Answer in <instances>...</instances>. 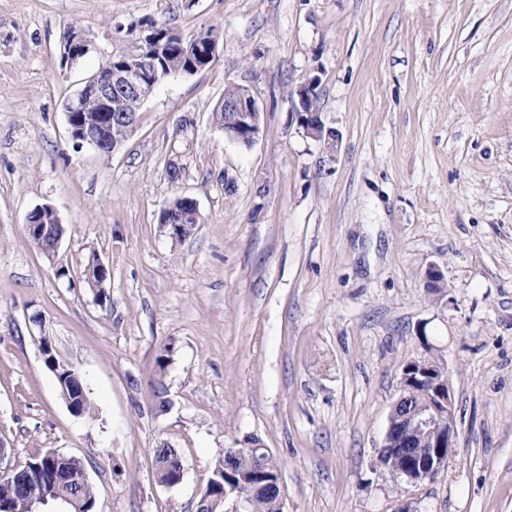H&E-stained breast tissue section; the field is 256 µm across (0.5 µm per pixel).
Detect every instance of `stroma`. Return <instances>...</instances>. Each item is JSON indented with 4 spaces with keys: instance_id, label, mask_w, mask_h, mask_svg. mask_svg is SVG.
<instances>
[{
    "instance_id": "35a3bbf8",
    "label": "stroma",
    "mask_w": 512,
    "mask_h": 512,
    "mask_svg": "<svg viewBox=\"0 0 512 512\" xmlns=\"http://www.w3.org/2000/svg\"><path fill=\"white\" fill-rule=\"evenodd\" d=\"M146 22L213 32L218 60L161 84L112 153L75 148L67 101ZM72 30L93 49L66 71ZM313 74L335 153L294 117ZM231 83L263 113L249 148L212 122ZM177 197L200 214L181 241L160 224ZM44 204L52 257L26 229ZM94 252L103 301L80 278ZM45 339L92 413L67 407ZM424 359L449 372L459 440L412 484L377 452ZM251 437L286 512H512V0H0V468L56 450L96 512H195ZM50 212L54 218L53 225L40 224L39 216L43 213ZM43 216H40L42 218ZM26 228L29 237L34 241L37 247L42 251L44 248L45 237L48 236V240L51 241L57 250L59 247L62 236L63 226L59 221L56 210L52 205L44 204L42 206L33 209L27 216ZM154 456L156 462L161 463V468L158 470L160 479L167 483L166 486H175L178 478L177 471L179 469L178 457L179 454L175 448H171L165 443H160L154 448ZM175 483V484H173ZM172 484V485H170Z\"/></svg>"
}]
</instances>
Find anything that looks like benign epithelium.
I'll return each mask as SVG.
<instances>
[{
    "label": "benign epithelium",
    "instance_id": "7a95c632",
    "mask_svg": "<svg viewBox=\"0 0 512 512\" xmlns=\"http://www.w3.org/2000/svg\"><path fill=\"white\" fill-rule=\"evenodd\" d=\"M90 50V42L81 33L70 32L61 48L63 66L71 68L77 65ZM197 71L198 68L192 66L163 73L152 71L143 66L140 52L125 56L119 63L107 62L83 80L80 90L65 105L71 139L78 147L86 145L100 153L115 150L117 145L111 143L109 138L112 122L116 120L124 123L127 133L130 134L136 128L139 116L136 112H123L113 108V102H119L125 97H136L143 102L158 85L169 78L191 75ZM319 82L320 78L314 75L305 79L295 89L299 104L297 122L306 137L324 144L334 153L338 151L340 136L336 129L324 125L321 120L316 93ZM86 100L96 102L101 111L106 113V119L86 120L83 116V103ZM261 132V112L251 91L243 86L240 88V95L234 101L224 102V137L249 148L258 140ZM185 205L193 209L192 214L170 209L167 218L162 222V227L169 237L176 241L191 234L187 219L199 222L196 204L188 199ZM46 212L54 216L51 225L40 223L39 216ZM26 228L31 240L40 249L44 248L46 239L56 246L61 243L63 226L57 218L55 208L50 204L33 209L27 216ZM444 372L445 368L441 366L428 370L424 360H414L410 364H405L402 368L400 388L404 389L409 384L423 385L428 389V400L409 411L401 412L394 408L388 418L386 434L401 431L412 442L419 438L426 439V450L420 454L418 460L423 482L433 478L445 466L456 448L458 432L454 399L452 390L443 388L441 376ZM14 473L13 469L0 473V512H10L6 505L16 496ZM29 475L55 483L88 481L84 469L62 476L54 468L47 471L34 466ZM71 502V498L63 495L50 500L44 498L32 506L31 512H38L40 508H46L49 512H70ZM197 512H249V494L239 490L235 493L225 491L217 496L211 494L207 488L200 495Z\"/></svg>",
    "mask_w": 512,
    "mask_h": 512
}]
</instances>
